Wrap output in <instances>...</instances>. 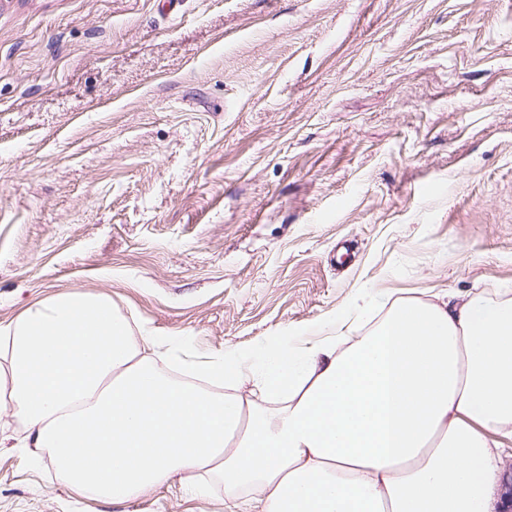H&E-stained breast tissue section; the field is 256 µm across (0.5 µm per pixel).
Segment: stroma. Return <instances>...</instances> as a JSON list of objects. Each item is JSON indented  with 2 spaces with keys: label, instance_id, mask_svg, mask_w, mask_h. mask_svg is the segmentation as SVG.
Listing matches in <instances>:
<instances>
[{
  "label": "stroma",
  "instance_id": "stroma-1",
  "mask_svg": "<svg viewBox=\"0 0 512 512\" xmlns=\"http://www.w3.org/2000/svg\"><path fill=\"white\" fill-rule=\"evenodd\" d=\"M362 286L512 298V0H0L1 324L75 288L202 357ZM0 426V512H226Z\"/></svg>",
  "mask_w": 512,
  "mask_h": 512
}]
</instances>
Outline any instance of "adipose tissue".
<instances>
[{"label":"adipose tissue","instance_id":"obj_1","mask_svg":"<svg viewBox=\"0 0 512 512\" xmlns=\"http://www.w3.org/2000/svg\"><path fill=\"white\" fill-rule=\"evenodd\" d=\"M384 304L337 350L352 315ZM324 328L183 360L200 387L154 363L183 337L134 333L106 295L63 291L0 324V403L66 487L101 501L203 470L252 512H493L503 470L487 433L512 435V299L391 305L362 287Z\"/></svg>","mask_w":512,"mask_h":512}]
</instances>
